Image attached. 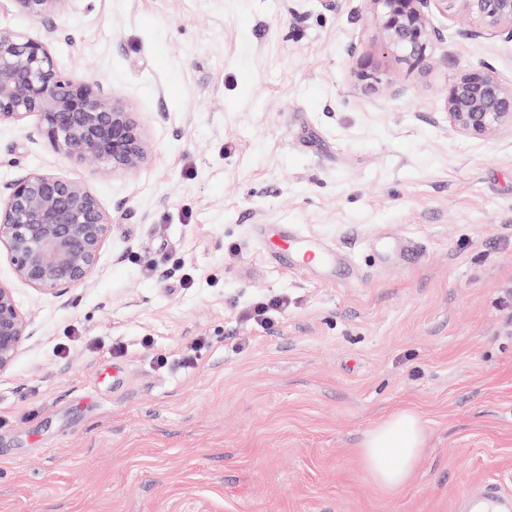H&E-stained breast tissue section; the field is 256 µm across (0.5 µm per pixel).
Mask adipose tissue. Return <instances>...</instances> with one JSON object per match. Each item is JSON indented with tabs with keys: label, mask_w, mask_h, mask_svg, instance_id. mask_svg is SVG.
<instances>
[{
	"label": "adipose tissue",
	"mask_w": 512,
	"mask_h": 512,
	"mask_svg": "<svg viewBox=\"0 0 512 512\" xmlns=\"http://www.w3.org/2000/svg\"><path fill=\"white\" fill-rule=\"evenodd\" d=\"M423 445L420 417L401 410L366 433L360 455L365 470L380 486L399 490L409 483Z\"/></svg>",
	"instance_id": "1"
}]
</instances>
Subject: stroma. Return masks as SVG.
Wrapping results in <instances>:
<instances>
[{
	"label": "stroma",
	"instance_id": "1",
	"mask_svg": "<svg viewBox=\"0 0 512 512\" xmlns=\"http://www.w3.org/2000/svg\"><path fill=\"white\" fill-rule=\"evenodd\" d=\"M411 67L371 52L364 0H76L58 67L137 112L134 175L0 124V182L48 170L112 217L87 286L0 283L35 331L0 374V512H458L512 495V131L454 132L445 91L512 42L460 10ZM393 81L396 94L382 92ZM334 249L279 269V225ZM284 298L258 325L248 310ZM418 413L407 487L360 444ZM469 511L465 512H511L512 499L504 497L497 483L488 482L465 493Z\"/></svg>",
	"mask_w": 512,
	"mask_h": 512
}]
</instances>
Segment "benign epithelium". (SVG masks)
I'll return each mask as SVG.
<instances>
[{"label":"benign epithelium","instance_id":"7a95c632","mask_svg":"<svg viewBox=\"0 0 512 512\" xmlns=\"http://www.w3.org/2000/svg\"><path fill=\"white\" fill-rule=\"evenodd\" d=\"M462 2L474 36L512 40V0H366L377 36L372 51H387L409 66L428 60L440 33L434 8ZM45 26V36L0 31V122L37 118L34 132L56 154L92 166L100 175L135 174L150 153L142 124L127 101L97 81L77 82L62 71L49 40L53 19L75 0H10ZM446 119L457 133L482 139L512 128V84L486 67L465 71L446 90ZM111 222L98 197L78 181L48 171H25L0 184V249L10 255L16 280L55 297L86 285L95 271ZM34 332L13 289L0 284V374L8 371Z\"/></svg>","mask_w":512,"mask_h":512}]
</instances>
